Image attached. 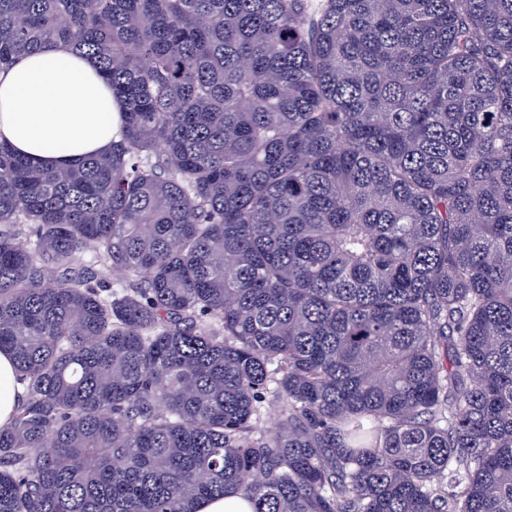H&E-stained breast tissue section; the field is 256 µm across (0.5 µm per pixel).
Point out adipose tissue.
<instances>
[{"mask_svg":"<svg viewBox=\"0 0 512 512\" xmlns=\"http://www.w3.org/2000/svg\"><path fill=\"white\" fill-rule=\"evenodd\" d=\"M120 124L112 88L94 60L52 42L0 72V143L31 163L64 167L111 150ZM24 388L9 351L0 350V428Z\"/></svg>","mask_w":512,"mask_h":512,"instance_id":"adipose-tissue-1","label":"adipose tissue"}]
</instances>
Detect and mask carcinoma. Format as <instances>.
Returning <instances> with one entry per match:
<instances>
[{"mask_svg":"<svg viewBox=\"0 0 512 512\" xmlns=\"http://www.w3.org/2000/svg\"><path fill=\"white\" fill-rule=\"evenodd\" d=\"M49 42L123 125L0 144V512H512V0H0ZM24 392L23 386L17 381L10 352L0 350V428L11 423ZM198 512H253L252 504L240 494L229 493L224 497L200 504Z\"/></svg>","mask_w":512,"mask_h":512,"instance_id":"obj_1","label":"carcinoma"}]
</instances>
